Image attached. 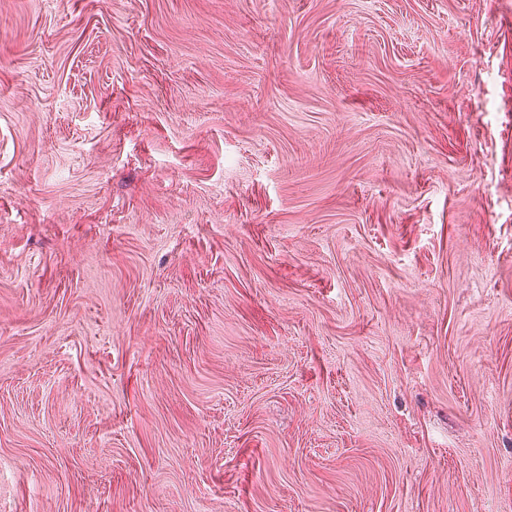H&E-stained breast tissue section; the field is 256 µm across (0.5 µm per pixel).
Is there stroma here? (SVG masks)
Instances as JSON below:
<instances>
[{"label": "stroma", "instance_id": "stroma-1", "mask_svg": "<svg viewBox=\"0 0 512 512\" xmlns=\"http://www.w3.org/2000/svg\"><path fill=\"white\" fill-rule=\"evenodd\" d=\"M0 512H512V0H0Z\"/></svg>", "mask_w": 512, "mask_h": 512}]
</instances>
